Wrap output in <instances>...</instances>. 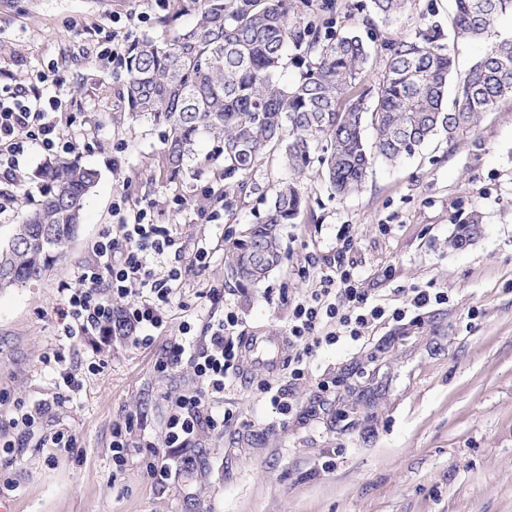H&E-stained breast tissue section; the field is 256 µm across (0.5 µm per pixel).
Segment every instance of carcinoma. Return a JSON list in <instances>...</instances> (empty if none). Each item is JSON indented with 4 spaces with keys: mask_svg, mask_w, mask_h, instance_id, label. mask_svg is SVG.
<instances>
[{
    "mask_svg": "<svg viewBox=\"0 0 512 512\" xmlns=\"http://www.w3.org/2000/svg\"><path fill=\"white\" fill-rule=\"evenodd\" d=\"M414 0H373L389 21ZM512 12V0H454L451 36L435 23L413 38L387 45V68L378 84L360 85L370 50L355 31L321 28L291 0H181L159 18L161 39L135 40L128 52L124 100L128 110L165 128L159 171L177 180L190 171L196 142L208 136L224 160V178L244 177L266 151L281 153L300 174L314 161L342 195L359 190L372 165L394 164L442 133L452 141L469 133L504 94L512 93V40L493 43L470 69L453 103L451 42L479 39L495 19ZM191 25L175 28L182 14ZM300 80L283 78L288 63ZM375 131L371 144L365 126ZM41 200L0 244V289L45 277L78 236L84 202L98 174L70 158L45 161L37 171ZM302 191L287 180L265 216L229 249L226 274L249 288L282 261L278 227L292 224ZM478 211L461 222L451 243L477 235Z\"/></svg>",
    "mask_w": 512,
    "mask_h": 512,
    "instance_id": "carcinoma-1",
    "label": "carcinoma"
}]
</instances>
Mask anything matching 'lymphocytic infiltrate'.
<instances>
[{"label": "lymphocytic infiltrate", "mask_w": 512, "mask_h": 512, "mask_svg": "<svg viewBox=\"0 0 512 512\" xmlns=\"http://www.w3.org/2000/svg\"><path fill=\"white\" fill-rule=\"evenodd\" d=\"M48 82V75L42 73L33 85L0 87V180L19 181L20 159L30 145L49 154H70L76 149L75 131L60 128L53 117L61 102L58 96L45 95L43 87ZM113 213L117 220L111 231L93 244L92 260L78 267L73 281L61 283L62 300L56 312L65 336L116 333L145 347L164 324V310L172 303V282L182 277L176 268H152L150 260L174 247L176 241L166 227L149 222L146 210L125 213L117 207ZM116 296L128 301L119 314L112 308ZM447 299V292L417 288L400 306L373 303L344 257H337L333 272L322 273L318 288L294 306L288 319L291 353L287 383L274 379L259 382L261 397L281 414H290L292 386L305 378L311 359L322 346L336 344L343 336L359 341L371 322L386 316L400 321L408 312ZM238 324L236 313L227 312L222 320L207 325L201 341L191 336L190 324H183L180 340L160 362L163 372L189 362L199 383L194 392L172 401L165 422L167 447H184L198 432L223 430L230 421V413L216 410L213 402L240 365L232 337Z\"/></svg>", "instance_id": "obj_1"}]
</instances>
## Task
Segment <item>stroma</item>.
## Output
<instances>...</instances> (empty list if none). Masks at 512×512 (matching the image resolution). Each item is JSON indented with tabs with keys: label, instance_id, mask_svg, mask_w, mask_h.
I'll list each match as a JSON object with an SVG mask.
<instances>
[{
	"label": "stroma",
	"instance_id": "1",
	"mask_svg": "<svg viewBox=\"0 0 512 512\" xmlns=\"http://www.w3.org/2000/svg\"><path fill=\"white\" fill-rule=\"evenodd\" d=\"M370 0H322L307 8L319 26L364 30ZM452 0H414L389 22H377L364 81L378 82L386 42L414 36L426 24L448 26ZM176 0H0V79L28 80L54 70L61 83L58 119L80 115L78 161L99 172L78 238L44 279L0 291V497L11 512H512V96L482 115L467 137L438 135L398 163H376L359 192L342 197L320 170L301 174L305 206L280 227L284 260L261 283L241 289L224 275L228 244L265 213L288 170L279 154L262 155L247 177L246 194L224 179L222 159L203 140L191 171L171 182L157 159L162 130L130 118L123 101L127 71L99 63V42L111 34L160 36L161 16ZM139 12L146 22L136 21ZM512 32L500 15L489 36L455 46L449 88ZM45 152L29 147L13 212L0 216V241L40 198L34 180ZM210 198H202V188ZM146 207L152 223L169 229L179 246L152 259L178 267L174 306L146 348L125 337L72 339L54 309L59 284L92 256V244L113 223L112 206ZM220 210L221 223L200 220L199 204ZM482 215L471 244H450L471 211ZM349 259L375 302L395 305L412 288L432 286L448 301L418 319H382L359 342L322 347L294 389L295 409L282 418L260 400L255 383L234 380L222 406L234 414L223 431H202L185 448L162 443L170 400L193 392L189 365L162 373L180 326L200 335L207 322L235 311L245 334L284 336L288 314L316 287L344 239ZM211 251L194 262L198 243ZM218 289L219 301L200 295ZM105 359L103 369L88 366ZM81 380L76 391L58 385L59 368ZM332 382L322 392L320 382ZM45 405L38 427L13 424L14 399ZM133 420L131 454L121 475L112 465V426ZM64 433L72 451L53 447ZM190 462L165 488L146 472L150 461Z\"/></svg>",
	"mask_w": 512,
	"mask_h": 512
}]
</instances>
